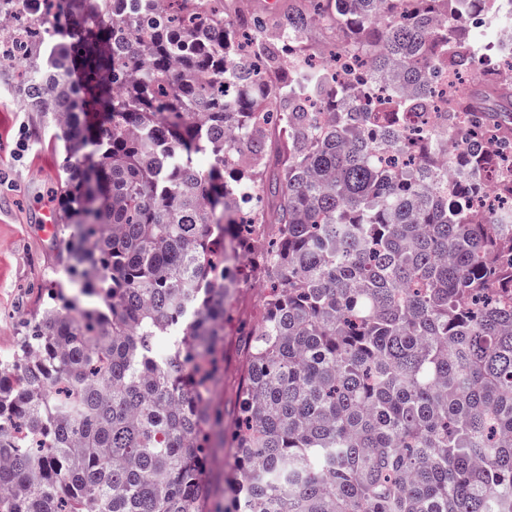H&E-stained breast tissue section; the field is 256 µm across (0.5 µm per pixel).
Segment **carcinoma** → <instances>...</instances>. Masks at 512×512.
<instances>
[{"label":"carcinoma","instance_id":"cac0c4a2","mask_svg":"<svg viewBox=\"0 0 512 512\" xmlns=\"http://www.w3.org/2000/svg\"><path fill=\"white\" fill-rule=\"evenodd\" d=\"M0 0L66 175V281L0 358V512H512V208L438 185L512 159V58L479 71L471 0H305L270 46L228 0ZM512 20V0H478ZM370 76L317 68L315 18ZM80 66L81 80L68 74ZM471 73L408 149L405 116ZM273 137V149L264 142ZM512 197V166L494 174ZM274 233L250 266L242 249ZM265 282L224 428V324ZM233 452L229 448L217 450L211 464L206 468L205 477L211 486L214 495L209 503L208 509L213 511L215 507L224 505L225 479L233 465Z\"/></svg>","mask_w":512,"mask_h":512}]
</instances>
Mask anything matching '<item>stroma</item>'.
Listing matches in <instances>:
<instances>
[{"label":"stroma","mask_w":512,"mask_h":512,"mask_svg":"<svg viewBox=\"0 0 512 512\" xmlns=\"http://www.w3.org/2000/svg\"><path fill=\"white\" fill-rule=\"evenodd\" d=\"M8 75L0 76V357L11 353L25 322L46 299L60 255L45 212L60 208L59 175L65 153L55 129L26 111ZM224 386L220 399L232 414L242 361L239 336L224 338Z\"/></svg>","instance_id":"obj_1"}]
</instances>
